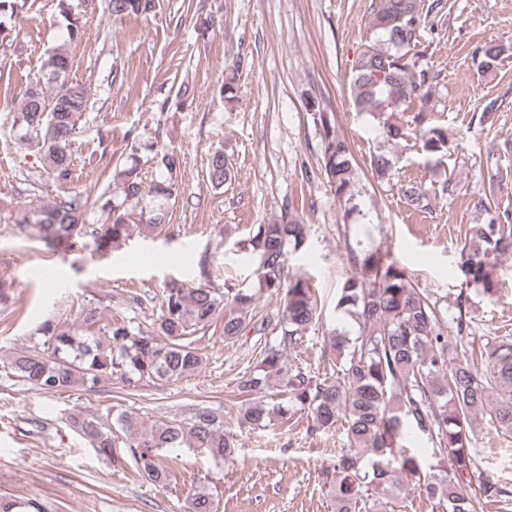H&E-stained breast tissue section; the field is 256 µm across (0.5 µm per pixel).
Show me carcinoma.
I'll use <instances>...</instances> for the list:
<instances>
[{
	"instance_id": "obj_1",
	"label": "carcinoma",
	"mask_w": 512,
	"mask_h": 512,
	"mask_svg": "<svg viewBox=\"0 0 512 512\" xmlns=\"http://www.w3.org/2000/svg\"><path fill=\"white\" fill-rule=\"evenodd\" d=\"M117 18H150L156 0H110ZM67 21L61 43L48 51L19 99L15 123L19 139L38 149L43 170L65 182L73 171V137L88 108L84 84L69 81L72 47L83 36L82 25L70 0H60ZM424 0H375L371 26L380 37L368 44L353 64L352 105L357 112L377 116L386 142L406 137L404 126L392 121L401 107L424 102L434 75L419 49L427 14ZM31 9L30 0H0V35L16 30ZM512 44L490 40L473 51L479 71L498 65ZM320 136L319 173L351 212L357 167L350 143L336 130L333 115L316 103L308 104ZM416 122L423 151L430 157L448 151L447 131ZM32 127L41 139L26 138ZM397 162L390 153L373 157L371 165L385 175ZM179 159L160 150L158 176L147 184L139 159L130 154L113 175L112 193L95 200L68 191L54 202L20 212L18 223L33 229L52 250L92 248L106 252L128 236L129 210L140 208V221L148 231L165 223L175 196ZM233 166L224 151L208 158V178L220 188L232 179ZM105 219H95L96 213ZM309 233L288 211L269 224H259L250 239L257 261L259 287L285 291L280 340L267 341L256 365L238 384L241 403L237 426L263 430L280 412L266 402L271 379L284 384L288 402L310 413V431L342 425L347 448L333 465L330 497L335 512H394L392 489L403 490V480L442 512H484L489 503H509L508 483L483 474L470 448L471 417L479 412L504 436L512 435V344L485 351L450 354L451 341L437 302L416 288L404 270L377 248L361 242L347 245L355 275L339 289L336 307L358 326L350 341L342 334L329 337L330 347L352 346L335 379L318 382L311 369L286 361V349L297 342L320 313L312 290L300 277H287L290 250L299 249ZM477 247L463 256L459 270L468 283L493 295L496 284L489 256L512 254V229L491 218L471 229ZM252 296L227 289L219 293L207 284L195 288L171 285L163 294L161 314L154 332L146 334L127 321H113L95 329L94 315L81 324L47 319L36 328L42 348L15 353L9 368L15 377L45 393L81 386L96 391L113 379L124 384L170 381L199 371L202 356L192 335L210 326L216 312L224 311L223 334L233 339L246 328ZM72 430L87 440L97 454L112 461L118 448L135 458L142 477L165 484L170 473L159 450L200 448L216 460H229L234 437L224 428V412L207 403L185 406L172 419L147 427L131 412L103 418L95 413L71 417ZM426 436L434 453L446 457L450 468L442 474L422 471L416 455L404 446L407 429ZM214 494L203 486L191 495L187 512H214ZM0 512H45L36 500L20 503L0 498Z\"/></svg>"
}]
</instances>
